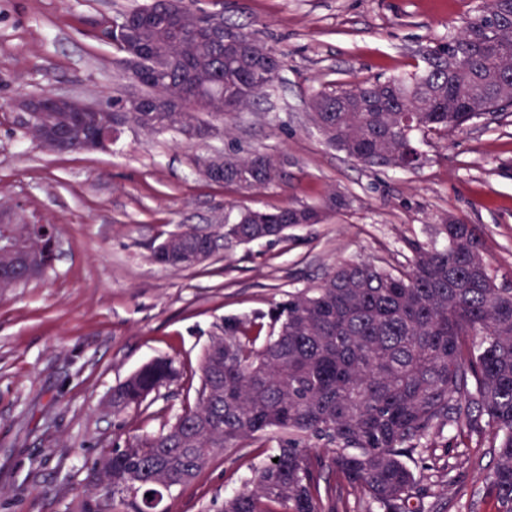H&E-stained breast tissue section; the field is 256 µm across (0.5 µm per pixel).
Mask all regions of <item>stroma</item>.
<instances>
[{"instance_id": "1", "label": "stroma", "mask_w": 512, "mask_h": 512, "mask_svg": "<svg viewBox=\"0 0 512 512\" xmlns=\"http://www.w3.org/2000/svg\"><path fill=\"white\" fill-rule=\"evenodd\" d=\"M143 0H0V202L19 222L54 224L58 258L44 275L0 291V512H75L94 461L155 432L200 385L203 347L225 319L268 312L319 283L337 262L406 264L405 240L445 243L441 218L476 226L497 286L512 288V112L433 132L414 169H379L328 145L310 118L312 93L333 82L411 70L414 52L446 37L478 0H183L241 25L282 61L270 94L215 120L206 136L123 127L113 151L60 153L27 134L23 98L87 103L130 93L112 23ZM260 151L282 161L277 183L247 192L199 172L207 155ZM334 190L349 206L286 237L221 242L200 265L150 261L168 234L223 232L243 209L317 204ZM174 359L179 377L144 408L113 411L112 389L142 364ZM270 430L216 454L165 497L172 512H220L251 465L269 461ZM410 512H498L482 476L488 438L445 427Z\"/></svg>"}]
</instances>
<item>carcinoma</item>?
<instances>
[{
	"label": "carcinoma",
	"mask_w": 512,
	"mask_h": 512,
	"mask_svg": "<svg viewBox=\"0 0 512 512\" xmlns=\"http://www.w3.org/2000/svg\"><path fill=\"white\" fill-rule=\"evenodd\" d=\"M214 21L179 0L124 13L112 23V41L136 57L141 102L121 97L107 101L110 112H47L27 132L40 141L43 124L66 128L73 142L64 151H86L92 137L126 125L202 135L210 124L200 115L222 116L216 99L226 110H250L273 87L281 61L254 38L224 50L206 34ZM416 58L402 76L316 92L311 119L326 142L366 166L404 169L419 155L414 133L461 129L507 111L512 0H482L456 33L419 48ZM280 172L271 154H226L224 174L206 178L253 191ZM346 206L333 192L319 206L262 211V220L224 230L241 243L281 238L316 209ZM441 233L442 249L406 241L403 269L344 261L265 317L225 320L224 335L203 351L196 402L158 432L98 458L79 512H106L116 501L124 512H143L146 494L189 484L216 452L272 429L288 433L278 461L252 466L251 488L224 498L222 512H349L331 487L321 488L326 469L362 493L364 512H404L421 482L404 457L433 447L432 432L448 425L469 435L492 430L496 461L486 479L499 512H512V289L495 284L472 225L447 217ZM210 239L218 235L188 228L163 247L179 252ZM30 280L28 268L0 257L1 290ZM178 376L172 360H153L112 389V409H138Z\"/></svg>",
	"instance_id": "cac0c4a2"
}]
</instances>
